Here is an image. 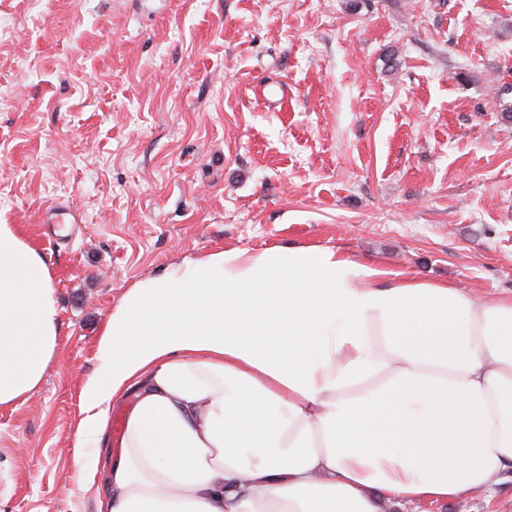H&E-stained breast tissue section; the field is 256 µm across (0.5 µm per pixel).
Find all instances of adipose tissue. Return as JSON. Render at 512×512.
<instances>
[{"mask_svg":"<svg viewBox=\"0 0 512 512\" xmlns=\"http://www.w3.org/2000/svg\"><path fill=\"white\" fill-rule=\"evenodd\" d=\"M328 248L217 250L110 314L81 391L106 457L97 512H379L494 492L512 472V298ZM49 266L0 224V406L54 356ZM128 401H120L118 403H114L111 409V421L108 428V431L105 436L104 444L102 445V448H104V452H108V454H112L114 457L115 455H118L121 449V432H117L114 430L112 421L115 417H119L123 423V418L126 412V408L128 406Z\"/></svg>","mask_w":512,"mask_h":512,"instance_id":"obj_1","label":"adipose tissue"}]
</instances>
